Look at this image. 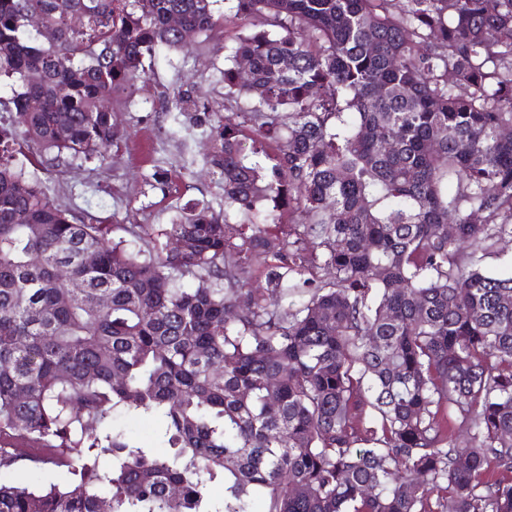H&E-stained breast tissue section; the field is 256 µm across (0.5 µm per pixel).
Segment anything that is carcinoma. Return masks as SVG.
<instances>
[{"label":"carcinoma","instance_id":"carcinoma-1","mask_svg":"<svg viewBox=\"0 0 512 512\" xmlns=\"http://www.w3.org/2000/svg\"><path fill=\"white\" fill-rule=\"evenodd\" d=\"M215 2L0 0L19 135L104 156L113 96L185 45L170 15L202 33ZM230 2L225 25L271 30L234 37L251 77L224 87L251 107L214 138L224 217L184 211L163 230L180 250L71 220L0 134V442L69 475L0 479V512H445L442 491L512 512V273L473 250L512 237V0ZM29 11L53 42L31 44ZM131 411L164 452L116 425ZM25 455L0 446V471Z\"/></svg>","mask_w":512,"mask_h":512}]
</instances>
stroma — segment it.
<instances>
[{
    "label": "stroma",
    "mask_w": 512,
    "mask_h": 512,
    "mask_svg": "<svg viewBox=\"0 0 512 512\" xmlns=\"http://www.w3.org/2000/svg\"><path fill=\"white\" fill-rule=\"evenodd\" d=\"M229 34L219 28L195 35L185 47L145 56V75L112 101L122 132L105 158L38 163L18 155L14 164L75 220L111 224L113 239L133 242L139 225L161 230L184 208L201 205L224 213L223 192L209 164L212 126L220 110L245 111L249 103L224 100L223 72ZM190 91L201 112L175 117L178 91Z\"/></svg>",
    "instance_id": "stroma-1"
}]
</instances>
